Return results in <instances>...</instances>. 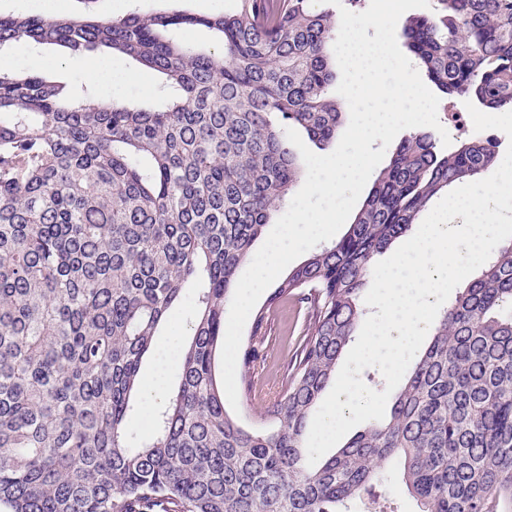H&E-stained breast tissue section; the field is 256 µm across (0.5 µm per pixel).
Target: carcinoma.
Listing matches in <instances>:
<instances>
[{
    "mask_svg": "<svg viewBox=\"0 0 512 512\" xmlns=\"http://www.w3.org/2000/svg\"><path fill=\"white\" fill-rule=\"evenodd\" d=\"M310 0H236L222 15L0 14V47L106 48L165 76L163 104L116 105L39 72L0 69V512H341L398 458L420 512H512V244L436 322L396 394L319 468L305 431L363 318L375 256L448 187L486 172L493 139L394 149L347 232L293 267L256 313L306 307L302 342L261 422L224 406V304L252 245L299 182L285 129L336 137L344 102ZM202 26L220 52L180 38ZM405 46L445 98L512 107V0H434ZM194 333L177 388L132 439L142 360L191 282Z\"/></svg>",
    "mask_w": 512,
    "mask_h": 512,
    "instance_id": "carcinoma-1",
    "label": "carcinoma"
}]
</instances>
